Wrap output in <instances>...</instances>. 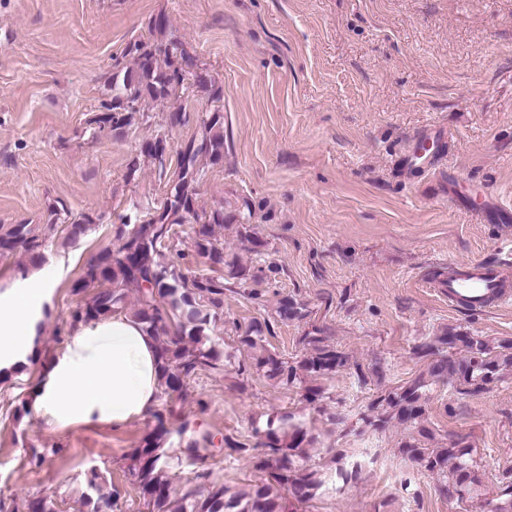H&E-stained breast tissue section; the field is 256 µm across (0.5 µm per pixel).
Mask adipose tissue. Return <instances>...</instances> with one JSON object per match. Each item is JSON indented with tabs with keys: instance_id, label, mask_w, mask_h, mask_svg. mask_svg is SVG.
I'll list each match as a JSON object with an SVG mask.
<instances>
[{
	"instance_id": "ef3b65f1",
	"label": "adipose tissue",
	"mask_w": 512,
	"mask_h": 512,
	"mask_svg": "<svg viewBox=\"0 0 512 512\" xmlns=\"http://www.w3.org/2000/svg\"><path fill=\"white\" fill-rule=\"evenodd\" d=\"M52 288L30 274L0 290V371L25 363L45 318ZM155 344L124 314L79 325L40 372L32 393L38 418L58 430L115 429L142 419L158 403Z\"/></svg>"
}]
</instances>
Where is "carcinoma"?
I'll list each match as a JSON object with an SVG mask.
<instances>
[{"mask_svg":"<svg viewBox=\"0 0 512 512\" xmlns=\"http://www.w3.org/2000/svg\"><path fill=\"white\" fill-rule=\"evenodd\" d=\"M170 21L164 14L148 21L150 37L130 44L124 57L127 64L116 61L112 73L111 94L103 100L90 124L96 133H124L147 122L153 104L179 97L190 57L181 45L168 38ZM167 142L156 135L140 146L142 160H133L128 176L134 177L140 162L165 171L157 154ZM211 165L224 161V116L205 110L196 117V133L177 151L176 169L168 180L159 214L144 224H119L115 228L117 245L100 249L73 284V292L84 298L72 312L74 323H90L127 313L144 325L155 342L158 357V387L170 401L182 397L187 381L200 371H224L233 355L224 351L214 338L217 322L224 315V296L239 293V286L271 279L278 269L252 267L241 262L235 253L224 251L215 228L234 226L238 241L245 250L260 254L266 247L254 232L251 219L255 207L245 200L234 209L222 206L198 212L199 188L206 172L200 159ZM195 222L191 247L217 268V276L190 278L174 261L167 259V242L175 227ZM92 216L85 215L68 224L65 241L73 244L83 238ZM45 242L30 224L0 225V254L23 252L31 265L44 261ZM136 288L133 309H128V292ZM271 316L255 321L238 336L240 347L247 351L250 363L238 365L237 372H252L275 386L297 387L313 403L324 390L317 384L347 365L345 353L326 343V337L306 333L301 343L306 352L290 361L268 338L280 321L302 320L307 316L304 305L295 298L282 296L270 303ZM416 354L427 361L426 369L406 383L386 389L369 405L363 415L365 425L384 431L390 427L411 428L415 434L400 443L398 454L420 471L443 479L439 492L459 501L471 497L482 486L478 469L469 451L458 442L439 444L428 427V387L436 382L457 384L468 392H479L488 384L512 372V339L489 340L457 327H444L433 340L416 346ZM173 405L152 412L154 425L140 443L125 455L126 478L138 491L148 512H289L288 499L299 504L313 500L325 483L324 473L306 463L308 448L317 441L315 434L294 420L288 412L266 417L261 434L265 452L256 456L254 467L264 479L247 489L235 490L209 481V474L198 475L200 483L191 481L177 486L173 469L183 459L198 457V441L187 444L185 457L168 453L172 433L170 420ZM344 453L332 455L328 462L330 477L347 485L358 477V467L347 468ZM510 478L495 498L489 501L491 512H512V470ZM98 473L90 470L87 486L96 496L85 495L90 512H116L117 496L100 492ZM0 512H57L50 494L25 500L8 509L0 500Z\"/></svg>","mask_w":512,"mask_h":512,"instance_id":"cac0c4a2","label":"carcinoma"}]
</instances>
